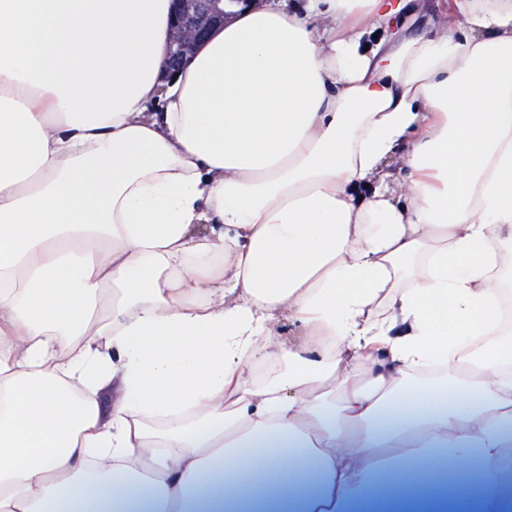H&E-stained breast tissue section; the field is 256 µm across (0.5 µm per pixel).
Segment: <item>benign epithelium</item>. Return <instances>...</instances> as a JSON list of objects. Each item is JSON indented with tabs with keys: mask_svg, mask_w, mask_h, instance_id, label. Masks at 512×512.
<instances>
[{
	"mask_svg": "<svg viewBox=\"0 0 512 512\" xmlns=\"http://www.w3.org/2000/svg\"><path fill=\"white\" fill-rule=\"evenodd\" d=\"M226 0H176L174 23L166 61L167 72L179 70L213 28L224 24Z\"/></svg>",
	"mask_w": 512,
	"mask_h": 512,
	"instance_id": "7a95c632",
	"label": "benign epithelium"
}]
</instances>
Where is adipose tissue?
Wrapping results in <instances>:
<instances>
[{
    "instance_id": "ef3b65f1",
    "label": "adipose tissue",
    "mask_w": 512,
    "mask_h": 512,
    "mask_svg": "<svg viewBox=\"0 0 512 512\" xmlns=\"http://www.w3.org/2000/svg\"><path fill=\"white\" fill-rule=\"evenodd\" d=\"M458 12L264 0L168 78L172 0H0V512H512V0ZM451 0H413L399 11L395 17V26L405 27L408 34L417 36L434 34L444 19L451 20ZM448 16L444 17L447 11Z\"/></svg>"
}]
</instances>
